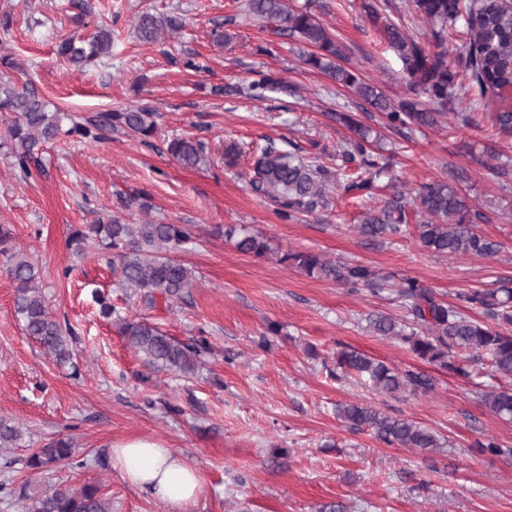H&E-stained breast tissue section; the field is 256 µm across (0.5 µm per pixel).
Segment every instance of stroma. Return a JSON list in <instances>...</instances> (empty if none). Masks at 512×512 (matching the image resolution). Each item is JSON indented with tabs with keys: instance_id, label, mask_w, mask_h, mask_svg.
Instances as JSON below:
<instances>
[{
	"instance_id": "stroma-1",
	"label": "stroma",
	"mask_w": 512,
	"mask_h": 512,
	"mask_svg": "<svg viewBox=\"0 0 512 512\" xmlns=\"http://www.w3.org/2000/svg\"><path fill=\"white\" fill-rule=\"evenodd\" d=\"M94 22L112 30V54L80 72L56 55L62 37L77 33L67 0H0L12 18L0 31L6 53L21 60L51 108L71 115L147 104L158 113L153 147L113 134L103 143L62 138L48 144L42 169L24 176L0 149V224L42 269L41 286L52 312L79 325V379L60 367L14 315L13 286L0 266V416L23 426L20 447L1 452L0 483L33 485L63 479L101 486L112 512H170L148 492L131 486L112 466L114 446L148 438L196 466L202 493L193 512H512V458L479 454L478 441L494 437L512 446V420L496 417L482 395L500 385L485 365L461 379L375 335L367 318L403 317L391 294L371 293L313 279L273 257L238 253L224 225L245 224L282 251H312L356 261L380 273L413 277L444 301L499 287L512 278V224L480 225L501 246L498 256L445 258L421 250L415 229L381 242L364 240L355 224L359 204L335 192L331 206L298 221L281 220L244 177L252 151L290 141L335 152L347 129L330 112L355 111V96L321 72L305 68L300 47L270 39L244 10L243 0H90ZM323 22L350 52V64L367 82L397 99L405 94L398 56L381 31L365 25L361 0H328ZM182 17L184 28L147 44L135 34L143 13ZM236 35L214 46L215 24ZM206 59L208 71L182 65L187 53ZM272 71L297 85L294 97L263 102L246 94L214 95V86H246ZM205 143L209 163L185 168L163 150L165 138ZM242 155L237 172L220 160L227 143ZM512 163V138L456 123L389 135L386 152L395 172L415 189L431 178L461 171L473 204L485 213L512 205V183L492 170L490 152ZM128 224H181L192 238L180 258L195 272L190 303L149 307L101 262L95 248L75 254L72 229L102 212ZM121 316L145 321L177 341L205 333L214 352L196 376L153 372L127 347L112 320L101 316L94 294ZM280 332L262 348L269 324ZM349 348L433 378L431 391L389 398L363 382L338 380L324 364ZM346 402H368L389 414L436 431L445 448L422 454L388 445L371 431H353L336 415ZM72 435L86 468L28 477L24 461L55 433Z\"/></svg>"
}]
</instances>
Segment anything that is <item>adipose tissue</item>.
I'll return each mask as SVG.
<instances>
[{
    "label": "adipose tissue",
    "mask_w": 512,
    "mask_h": 512,
    "mask_svg": "<svg viewBox=\"0 0 512 512\" xmlns=\"http://www.w3.org/2000/svg\"><path fill=\"white\" fill-rule=\"evenodd\" d=\"M112 465L129 484L150 490L172 512H193L202 491L195 466L147 439L113 448Z\"/></svg>",
    "instance_id": "obj_1"
}]
</instances>
